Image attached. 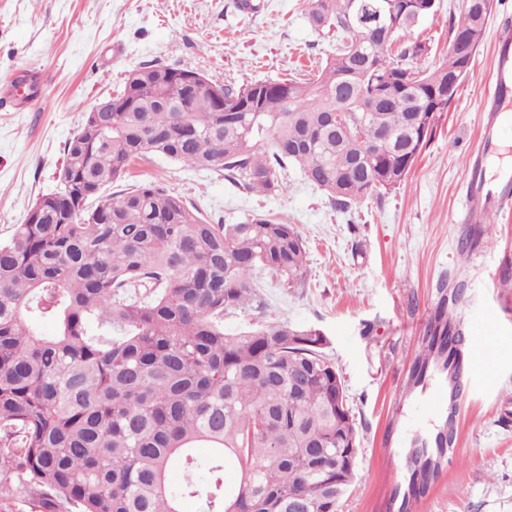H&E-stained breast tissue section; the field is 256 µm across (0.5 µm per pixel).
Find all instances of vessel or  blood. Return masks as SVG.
Wrapping results in <instances>:
<instances>
[{"label":"vessel or blood","mask_w":512,"mask_h":512,"mask_svg":"<svg viewBox=\"0 0 512 512\" xmlns=\"http://www.w3.org/2000/svg\"><path fill=\"white\" fill-rule=\"evenodd\" d=\"M512 107V16H502L496 33V55L490 80L489 98L484 104V136L476 153L466 164V185L462 223H481L487 210H512V168L501 171L495 184L486 181L485 163L490 156L512 143V119L505 116ZM448 415V380L440 378L429 394L413 406L417 420Z\"/></svg>","instance_id":"b4317fda"}]
</instances>
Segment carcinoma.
<instances>
[{
    "instance_id": "obj_1",
    "label": "carcinoma",
    "mask_w": 512,
    "mask_h": 512,
    "mask_svg": "<svg viewBox=\"0 0 512 512\" xmlns=\"http://www.w3.org/2000/svg\"><path fill=\"white\" fill-rule=\"evenodd\" d=\"M316 30L337 46L312 78L193 91L191 66L131 71L112 111L90 112L65 145L60 188L41 195L0 239V512L12 487L38 512H339L336 449L359 455L357 429L325 338L286 321L224 332V316L257 300L256 273L305 285L294 225L258 215L212 224L152 184L105 193L138 159L162 156L224 172L240 190L275 194L297 167L348 210L401 185L448 99L470 71L494 0H463L435 68L413 65L414 38L436 0H308ZM54 321L44 336L37 326ZM472 348L442 296L412 362V385L448 371L459 403ZM437 431L407 450V478L386 512H410L453 447ZM211 448L205 461L195 455ZM240 479L229 485V462ZM181 466L183 481L169 470Z\"/></svg>"
}]
</instances>
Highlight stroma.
Segmentation results:
<instances>
[{"label": "stroma", "mask_w": 512, "mask_h": 512, "mask_svg": "<svg viewBox=\"0 0 512 512\" xmlns=\"http://www.w3.org/2000/svg\"><path fill=\"white\" fill-rule=\"evenodd\" d=\"M0 0V80L26 69L28 101L0 104V236L22 223L58 185L64 147L88 112L121 90L149 62L191 65L218 82L307 78L331 53L332 35L311 27L308 0ZM463 0H437L415 30L429 44L423 69L448 51V28ZM512 0H494L472 70L423 146L406 181L343 212L289 168L282 191L232 188L223 172L151 157L127 182H156L194 204L215 224L265 215L295 224L307 255L306 285L282 288L262 277L259 304L224 319L228 332L286 321L320 330L324 352L343 378L359 436V456L342 512H385L407 472L405 396L409 369L441 288L463 284L455 306L474 343L492 342L475 359L455 421L450 462L412 512H512V214L460 252L471 227L457 223L462 180L482 135L480 105L493 69L499 18Z\"/></svg>", "instance_id": "35a3bbf8"}]
</instances>
